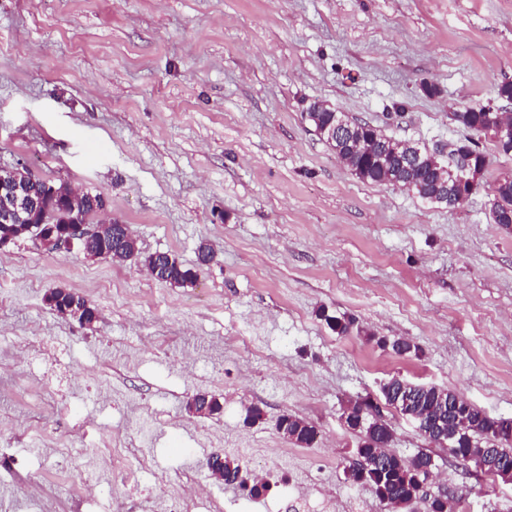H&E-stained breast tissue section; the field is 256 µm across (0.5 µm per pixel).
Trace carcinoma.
<instances>
[{"mask_svg": "<svg viewBox=\"0 0 512 512\" xmlns=\"http://www.w3.org/2000/svg\"><path fill=\"white\" fill-rule=\"evenodd\" d=\"M317 106L318 103L314 101L306 107L305 120L313 127L330 123L333 113L317 112ZM453 117L465 130L492 140L499 153L512 155V142L503 143L496 139L497 112L492 108L470 107L454 113ZM351 127L353 134L338 145L336 155L345 160V165L357 178L403 188L412 184L415 193L422 199L450 209L459 205L461 190L454 180L437 173L433 154L389 138L366 122H354ZM103 207L104 200L100 194L86 192L74 211L61 207L58 199L45 196L41 201L40 213L47 221L61 225L73 217L87 220ZM490 215L494 223L512 226V174L501 177L495 183ZM160 281L174 288H190L196 285L198 273L195 267L186 265L173 254ZM50 295L57 300L54 310L58 311L64 306L72 307L81 312L87 321H92L95 307L84 297L65 288H56ZM379 343L398 355L419 353V347L406 340L394 339L388 342L381 338ZM417 388L419 396L411 413L420 421L424 432H430L445 442L448 454L460 460L469 455L479 456L482 449L491 448L492 463L487 465L484 473L492 476L499 468L512 467L511 425L492 422L486 412L469 402L460 405L459 413L450 415L448 396L443 389L421 384ZM344 422L358 434L357 456L363 460L357 466H349L350 478L369 485L375 495L392 508L409 505L419 482L432 475V457L422 453L404 459L387 452L385 444L392 439L393 430L378 426L377 420L369 414L368 408L361 401L354 402L349 411L344 413ZM278 429L289 442L300 446L311 445L317 435L312 423L288 413L279 418Z\"/></svg>", "mask_w": 512, "mask_h": 512, "instance_id": "1", "label": "carcinoma"}]
</instances>
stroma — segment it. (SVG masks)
I'll return each mask as SVG.
<instances>
[{"instance_id":"obj_1","label":"stroma","mask_w":512,"mask_h":512,"mask_svg":"<svg viewBox=\"0 0 512 512\" xmlns=\"http://www.w3.org/2000/svg\"><path fill=\"white\" fill-rule=\"evenodd\" d=\"M505 82L512 0H0V166L102 194L143 252H215L182 289L28 238L0 249V447L27 477L0 474V502L155 512L197 482L192 512H275L303 489L322 512H383L345 471L356 398L398 376L512 418V228L490 217L512 157L484 141L481 186L451 209L358 180L303 117L321 101L432 152L463 136L455 112H512ZM58 287L94 304V328L50 308ZM204 392L221 414L187 412ZM285 413L316 426L314 445L283 438ZM383 415L392 450L430 454L461 512H512V483ZM101 448L126 449L120 469L95 466ZM216 452L283 482L251 498L209 479ZM142 457L165 487L127 477Z\"/></svg>"}]
</instances>
